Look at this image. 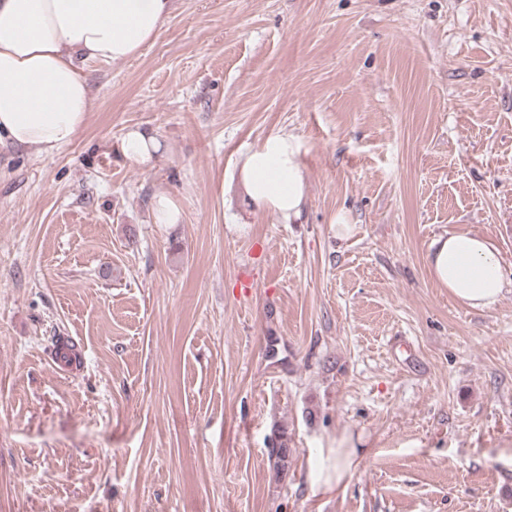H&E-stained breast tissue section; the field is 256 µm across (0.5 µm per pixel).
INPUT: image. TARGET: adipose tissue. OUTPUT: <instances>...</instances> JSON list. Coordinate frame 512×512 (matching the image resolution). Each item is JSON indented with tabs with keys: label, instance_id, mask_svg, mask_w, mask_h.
<instances>
[{
	"label": "adipose tissue",
	"instance_id": "1",
	"mask_svg": "<svg viewBox=\"0 0 512 512\" xmlns=\"http://www.w3.org/2000/svg\"><path fill=\"white\" fill-rule=\"evenodd\" d=\"M174 0H0V145L51 154L84 128L94 100L77 58L123 62L156 39ZM299 145L270 134L242 154L246 197L289 223L302 209ZM435 281L459 303L492 309L507 275L496 244L481 235L444 233L426 252Z\"/></svg>",
	"mask_w": 512,
	"mask_h": 512
}]
</instances>
